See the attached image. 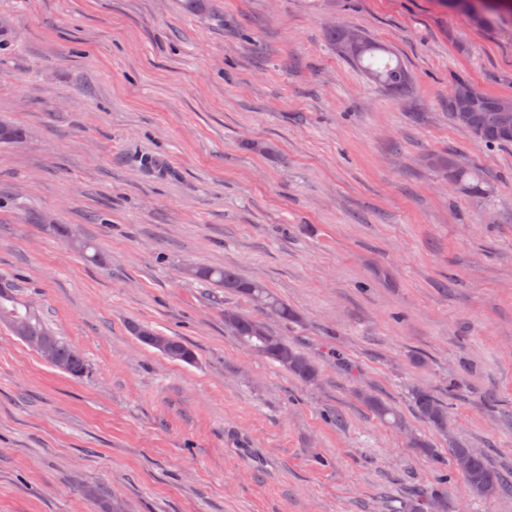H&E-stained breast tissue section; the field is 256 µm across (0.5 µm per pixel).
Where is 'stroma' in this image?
<instances>
[{
    "label": "stroma",
    "instance_id": "1",
    "mask_svg": "<svg viewBox=\"0 0 512 512\" xmlns=\"http://www.w3.org/2000/svg\"><path fill=\"white\" fill-rule=\"evenodd\" d=\"M0 279L88 361L75 378L0 326V512H401L437 471L355 397L397 406L512 477V145L448 115L465 76L512 98V19L437 0H0ZM405 63L385 92L328 30ZM491 180L470 197L425 162ZM103 253L87 261L43 214ZM228 266L296 309L283 323L185 277ZM235 308L317 363L307 386L247 355ZM175 336L195 363L143 344ZM344 355L348 367L336 362ZM449 403V436L411 390ZM448 512H512L448 474ZM132 330L142 343L159 350L163 355L186 363L195 362L194 351L179 339L157 333L142 325H134ZM159 340L162 342V348H158L156 345Z\"/></svg>",
    "mask_w": 512,
    "mask_h": 512
}]
</instances>
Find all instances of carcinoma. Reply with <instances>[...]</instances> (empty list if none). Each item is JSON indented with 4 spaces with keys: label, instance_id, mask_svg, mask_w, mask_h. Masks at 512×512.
I'll return each instance as SVG.
<instances>
[{
    "label": "carcinoma",
    "instance_id": "1",
    "mask_svg": "<svg viewBox=\"0 0 512 512\" xmlns=\"http://www.w3.org/2000/svg\"><path fill=\"white\" fill-rule=\"evenodd\" d=\"M478 25H484L492 15L509 14L512 9L495 6L474 5ZM330 38L336 45L337 52L358 66L364 75L374 84L392 94H401L412 87V75L400 58L382 59L381 52L387 49L364 33H349L341 28H331ZM492 109L484 107L469 113L468 122L460 124L467 129L475 141L486 147L507 146L512 144V126L504 132L494 126L491 116ZM22 129L0 121V143L13 144L22 140ZM429 163L448 182L466 192L473 198L485 199L493 193V186L484 173L474 167L458 169L455 156L437 154L429 158ZM184 275L194 280L222 288L227 293L240 295L251 300L255 306L275 316L282 322H297L299 314L288 306V303L272 293L258 280L242 278L232 267L188 266ZM0 324L7 327L20 340H28L34 344L47 343L51 347L50 366L73 376L84 375L88 363L80 351L63 338L57 336L41 319L37 311L22 305L15 289L6 283L0 284ZM224 328L236 336L243 348L254 355L261 356L287 370L302 382L314 385L319 380V371L310 356L301 348L288 343L271 332L259 319L248 316L237 309H224ZM133 333L144 344L156 347L163 355L184 361L195 362V353L185 343L171 336H166L142 326H133ZM361 401L390 428L405 430L406 422L399 411L379 396L361 390L358 392ZM412 401L418 415L434 430L448 433V403L425 388L412 390ZM409 446L419 453L441 463L435 449L421 437L409 434ZM467 458V468L457 469L466 481L472 494L477 496H496L512 494V481L505 479L499 471L491 466L487 457L463 445L452 449V462L460 457ZM406 512H448V475H443L438 485L425 492H416L404 507Z\"/></svg>",
    "mask_w": 512,
    "mask_h": 512
}]
</instances>
